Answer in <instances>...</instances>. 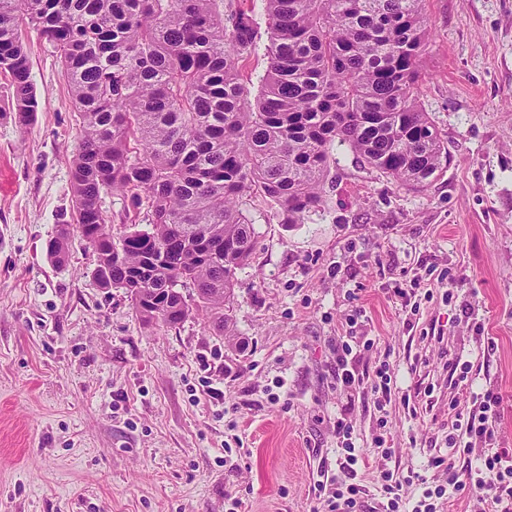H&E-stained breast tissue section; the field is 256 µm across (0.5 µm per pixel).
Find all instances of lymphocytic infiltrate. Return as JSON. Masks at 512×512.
<instances>
[{
	"label": "lymphocytic infiltrate",
	"mask_w": 512,
	"mask_h": 512,
	"mask_svg": "<svg viewBox=\"0 0 512 512\" xmlns=\"http://www.w3.org/2000/svg\"><path fill=\"white\" fill-rule=\"evenodd\" d=\"M357 356L350 342H342L337 355L336 381L349 393L370 387L378 408H385L392 399L388 379L370 382L368 375L359 373L354 363ZM503 403L502 395L492 389L477 394L473 407L466 412H456L455 421L448 434V446L459 454L471 453L474 444L488 446L487 455L473 468L459 472L449 470L447 487H431L425 476L411 471L398 475L390 471L380 475L382 498L377 512H437V502L445 494L458 493L469 488L478 489L490 506V512H512V447L504 445L497 428ZM356 454H349L344 468L345 477L335 488H327L323 481H316L314 491L323 512H361L364 489L357 481ZM418 485L422 490L420 500L412 502L405 496V489Z\"/></svg>",
	"instance_id": "1"
}]
</instances>
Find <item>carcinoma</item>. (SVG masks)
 <instances>
[{"label": "carcinoma", "mask_w": 512, "mask_h": 512, "mask_svg": "<svg viewBox=\"0 0 512 512\" xmlns=\"http://www.w3.org/2000/svg\"><path fill=\"white\" fill-rule=\"evenodd\" d=\"M222 2L0 0V73L29 124L39 103L23 30H36L80 116L73 223L48 257L65 263L76 235L97 255L98 285L124 289L143 321L175 327L201 310L229 336L236 272L256 248L244 199L300 224L321 206L340 147L415 191L450 156L419 100L424 0H264L254 95L240 64L257 50V22ZM105 189L146 206L150 228L112 233Z\"/></svg>", "instance_id": "1"}]
</instances>
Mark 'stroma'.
<instances>
[{"label":"stroma","instance_id":"1","mask_svg":"<svg viewBox=\"0 0 512 512\" xmlns=\"http://www.w3.org/2000/svg\"><path fill=\"white\" fill-rule=\"evenodd\" d=\"M425 12L420 101L448 167L413 191L343 147L304 223L247 200L257 247L228 337L202 313L144 324L123 289L97 286L80 239L65 265L49 259L72 221L80 126L53 46L29 31V125L0 76V512H312L318 474L344 475L340 419L372 507L381 471L425 470L447 451L449 403L467 409L490 387L512 443V0H425ZM446 272L455 299L435 285L407 316L397 288ZM351 315L373 341L359 370L397 382L386 414L336 385ZM456 354L472 387L450 385ZM382 429L386 457L372 444Z\"/></svg>","mask_w":512,"mask_h":512}]
</instances>
